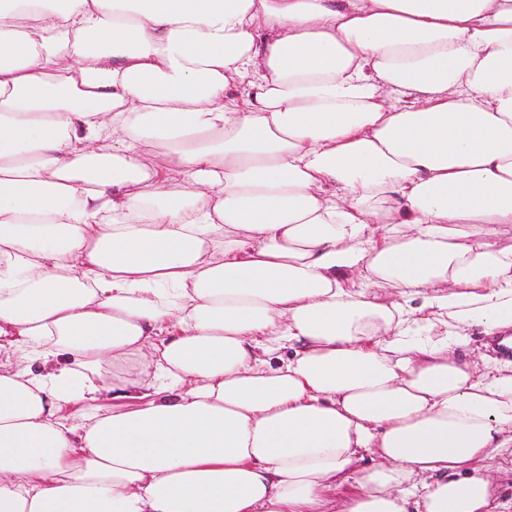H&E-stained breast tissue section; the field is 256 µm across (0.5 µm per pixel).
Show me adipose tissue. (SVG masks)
<instances>
[{"mask_svg":"<svg viewBox=\"0 0 512 512\" xmlns=\"http://www.w3.org/2000/svg\"><path fill=\"white\" fill-rule=\"evenodd\" d=\"M508 232L512 0H0V512H492Z\"/></svg>","mask_w":512,"mask_h":512,"instance_id":"1","label":"adipose tissue"}]
</instances>
